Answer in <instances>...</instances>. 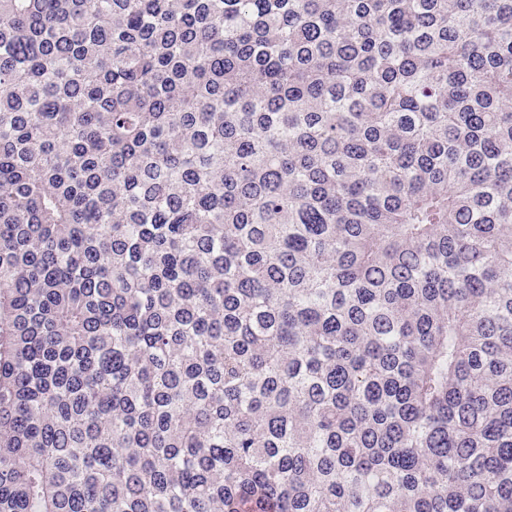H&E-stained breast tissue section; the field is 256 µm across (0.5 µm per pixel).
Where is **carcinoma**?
Wrapping results in <instances>:
<instances>
[{
  "label": "carcinoma",
  "instance_id": "obj_1",
  "mask_svg": "<svg viewBox=\"0 0 512 512\" xmlns=\"http://www.w3.org/2000/svg\"><path fill=\"white\" fill-rule=\"evenodd\" d=\"M0 512H512V0H0Z\"/></svg>",
  "mask_w": 512,
  "mask_h": 512
}]
</instances>
